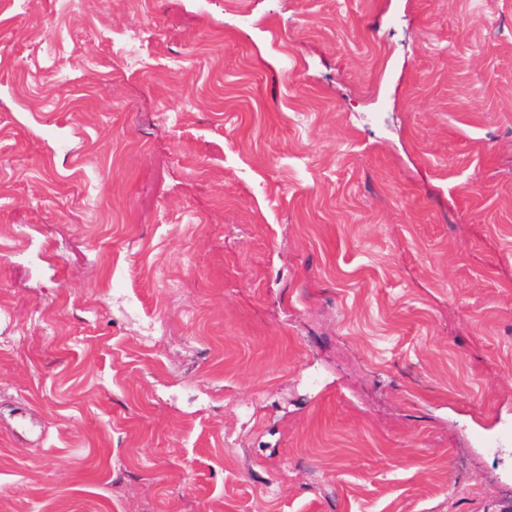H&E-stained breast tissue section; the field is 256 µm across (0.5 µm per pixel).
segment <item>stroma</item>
Listing matches in <instances>:
<instances>
[{
	"label": "stroma",
	"instance_id": "1",
	"mask_svg": "<svg viewBox=\"0 0 512 512\" xmlns=\"http://www.w3.org/2000/svg\"><path fill=\"white\" fill-rule=\"evenodd\" d=\"M0 224L7 512L512 503V0H0ZM142 36L136 31H130L126 35V49L124 54V61L130 67H139L143 62L144 46Z\"/></svg>",
	"mask_w": 512,
	"mask_h": 512
}]
</instances>
